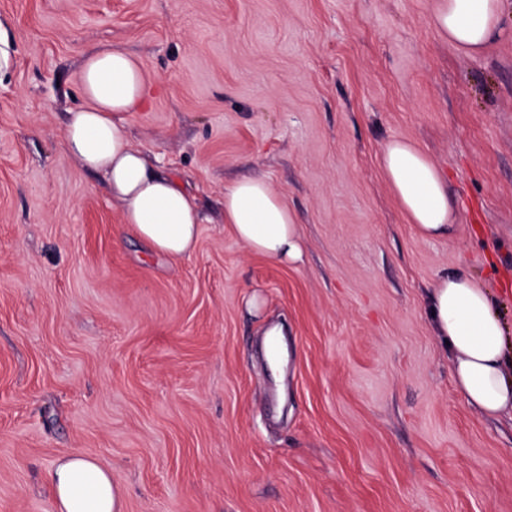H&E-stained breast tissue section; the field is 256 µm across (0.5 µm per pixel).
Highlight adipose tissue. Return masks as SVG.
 Masks as SVG:
<instances>
[{"label":"adipose tissue","instance_id":"1","mask_svg":"<svg viewBox=\"0 0 512 512\" xmlns=\"http://www.w3.org/2000/svg\"><path fill=\"white\" fill-rule=\"evenodd\" d=\"M430 28L466 55H477L505 33L502 0H434ZM80 85L84 102L70 110L62 143L83 168L100 176L121 206L123 223L151 251L169 257L193 252L202 222L194 197L161 173L131 143L125 116L144 104L148 88L141 63L112 48L87 56ZM387 186L407 222L425 240L448 236L456 209L438 166L412 141L393 138L381 153ZM224 221L249 252L270 260L302 261L296 215L271 182L246 177L224 190ZM430 325L448 354L459 395L485 419L512 420V337L488 288L467 272L438 275L425 298ZM49 479L56 512H120L112 469L97 458L72 453L53 466Z\"/></svg>","mask_w":512,"mask_h":512}]
</instances>
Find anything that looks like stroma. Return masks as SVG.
Instances as JSON below:
<instances>
[{
  "instance_id": "stroma-1",
  "label": "stroma",
  "mask_w": 512,
  "mask_h": 512,
  "mask_svg": "<svg viewBox=\"0 0 512 512\" xmlns=\"http://www.w3.org/2000/svg\"><path fill=\"white\" fill-rule=\"evenodd\" d=\"M433 0H0V512L108 462L123 512H512V424L456 392L423 306L463 268L512 330V35L471 57ZM138 58L127 132L197 197L191 256L153 254L61 146L86 54ZM443 171L454 233L405 221L379 155ZM265 173L304 260L249 253L224 190ZM282 326L292 361L269 370Z\"/></svg>"
}]
</instances>
